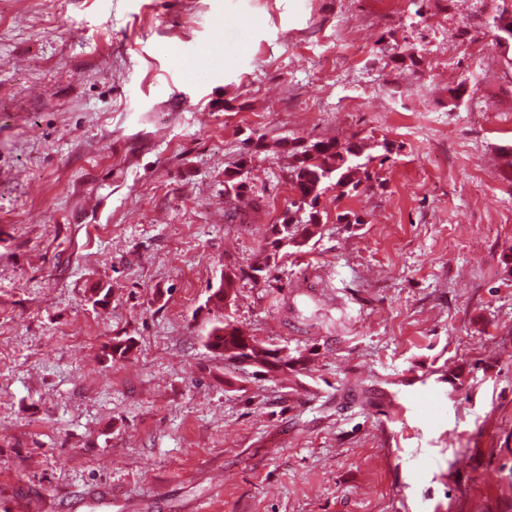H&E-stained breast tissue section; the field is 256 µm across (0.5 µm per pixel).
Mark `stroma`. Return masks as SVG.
Returning <instances> with one entry per match:
<instances>
[{
  "label": "stroma",
  "instance_id": "35a3bbf8",
  "mask_svg": "<svg viewBox=\"0 0 512 512\" xmlns=\"http://www.w3.org/2000/svg\"><path fill=\"white\" fill-rule=\"evenodd\" d=\"M485 20L0 0V512H512V63ZM260 136L393 146L381 186L327 191L320 233L239 281L232 320L307 358L275 375L206 343L212 286L291 199L275 150L224 191ZM383 43V51H395L391 54V61L399 67L408 70L418 68L422 63V57L418 56L414 51L401 45L400 41L395 37L393 30H388L381 37ZM267 145L262 137H258L256 141L251 143V151L249 150L244 154L234 168L224 170V190L228 196L234 195L239 197L241 194L251 190L248 182L247 173L249 172L250 163L253 159V154L261 153L265 150Z\"/></svg>",
  "mask_w": 512,
  "mask_h": 512
}]
</instances>
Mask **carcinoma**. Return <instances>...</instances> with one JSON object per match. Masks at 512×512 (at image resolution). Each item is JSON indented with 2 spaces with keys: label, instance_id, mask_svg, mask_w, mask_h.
<instances>
[{
  "label": "carcinoma",
  "instance_id": "carcinoma-1",
  "mask_svg": "<svg viewBox=\"0 0 512 512\" xmlns=\"http://www.w3.org/2000/svg\"><path fill=\"white\" fill-rule=\"evenodd\" d=\"M488 26L493 37L512 36V11L494 6L488 16ZM383 50L392 51L391 61L408 70L419 67L422 58L414 51L400 44L395 33L388 30L381 37ZM290 162V206L280 223L271 228L272 240L267 242L264 261L252 264L248 269L228 268L221 275L219 284L209 295L208 302L217 309H224V295L237 297V281L248 277L258 280L267 272L270 264L278 260L280 252L288 248H301L306 245L321 224L318 209L320 197L334 187L341 197H353L360 193L362 186H373L378 174L373 163L383 165L389 160L392 149L387 140L368 144L353 139H310L292 138L284 141ZM262 138L251 143V151L244 154L234 167L224 170V190L227 195L236 197L250 190L247 180L253 155L265 150ZM207 346L222 355L250 356L264 360L274 366L294 362L286 356H278L279 349L262 345L254 337L246 334L239 326L228 319L217 320L207 332Z\"/></svg>",
  "mask_w": 512,
  "mask_h": 512
}]
</instances>
